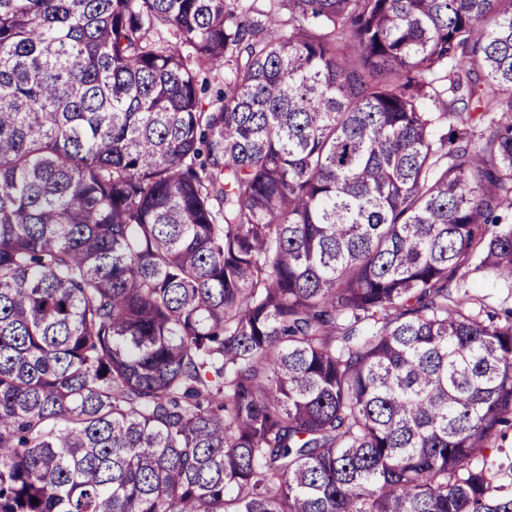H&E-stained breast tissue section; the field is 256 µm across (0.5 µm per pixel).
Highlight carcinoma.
Returning a JSON list of instances; mask_svg holds the SVG:
<instances>
[{"mask_svg": "<svg viewBox=\"0 0 512 512\" xmlns=\"http://www.w3.org/2000/svg\"><path fill=\"white\" fill-rule=\"evenodd\" d=\"M480 269L512 0H0V512H512ZM487 454L493 455L501 469L499 479L493 484L495 495L512 494V426L499 428L489 441Z\"/></svg>", "mask_w": 512, "mask_h": 512, "instance_id": "carcinoma-1", "label": "carcinoma"}]
</instances>
